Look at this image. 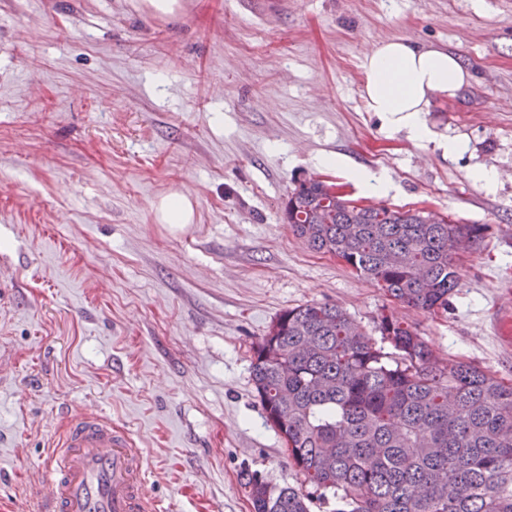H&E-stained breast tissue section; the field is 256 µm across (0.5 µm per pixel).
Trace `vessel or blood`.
Wrapping results in <instances>:
<instances>
[{
    "instance_id": "1",
    "label": "vessel or blood",
    "mask_w": 512,
    "mask_h": 512,
    "mask_svg": "<svg viewBox=\"0 0 512 512\" xmlns=\"http://www.w3.org/2000/svg\"><path fill=\"white\" fill-rule=\"evenodd\" d=\"M135 439L94 407L70 416L39 486L47 512H158Z\"/></svg>"
}]
</instances>
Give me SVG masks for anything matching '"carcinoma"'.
Returning a JSON list of instances; mask_svg holds the SVG:
<instances>
[{"label":"carcinoma","mask_w":512,"mask_h":512,"mask_svg":"<svg viewBox=\"0 0 512 512\" xmlns=\"http://www.w3.org/2000/svg\"><path fill=\"white\" fill-rule=\"evenodd\" d=\"M284 220L314 251L340 254L390 297L448 309L457 245L486 224L436 223L420 211L331 196L314 179L288 193ZM395 358L338 305L284 310L253 351L251 379L304 482L335 512H512V384L463 362L440 363L409 326L382 317ZM252 512H310V496L243 475Z\"/></svg>","instance_id":"carcinoma-1"}]
</instances>
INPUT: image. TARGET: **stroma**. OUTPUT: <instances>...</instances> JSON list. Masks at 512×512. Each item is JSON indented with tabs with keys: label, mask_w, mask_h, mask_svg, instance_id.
Wrapping results in <instances>:
<instances>
[{
	"label": "stroma",
	"mask_w": 512,
	"mask_h": 512,
	"mask_svg": "<svg viewBox=\"0 0 512 512\" xmlns=\"http://www.w3.org/2000/svg\"><path fill=\"white\" fill-rule=\"evenodd\" d=\"M180 2L169 19L140 0H0V512H40L47 453L88 405L133 433L164 512H251L247 471L309 492L250 379L299 305H339L376 342L392 317L512 382V0ZM394 38L471 74L423 142L360 96L362 52ZM309 178L488 225L448 310L407 307L294 235L284 202ZM174 190L195 207L178 232L154 214Z\"/></svg>",
	"instance_id": "1"
}]
</instances>
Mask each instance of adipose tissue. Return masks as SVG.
I'll list each match as a JSON object with an SVG mask.
<instances>
[{
	"mask_svg": "<svg viewBox=\"0 0 512 512\" xmlns=\"http://www.w3.org/2000/svg\"><path fill=\"white\" fill-rule=\"evenodd\" d=\"M361 69L367 111L384 113L418 141L430 135L426 114L434 99L455 95L470 78L459 57L447 49L400 38L367 47ZM154 213L158 223L180 230L193 223L195 210L188 195L174 190L155 203Z\"/></svg>",
	"mask_w": 512,
	"mask_h": 512,
	"instance_id": "ef3b65f1",
	"label": "adipose tissue"
}]
</instances>
